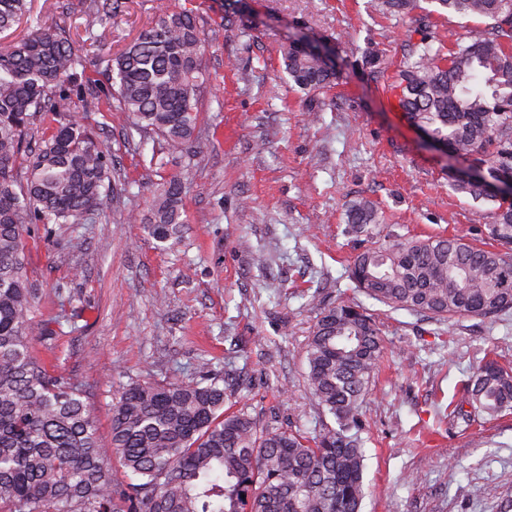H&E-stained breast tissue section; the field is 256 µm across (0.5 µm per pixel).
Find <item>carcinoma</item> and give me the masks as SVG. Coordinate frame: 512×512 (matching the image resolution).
<instances>
[{
    "label": "carcinoma",
    "instance_id": "1",
    "mask_svg": "<svg viewBox=\"0 0 512 512\" xmlns=\"http://www.w3.org/2000/svg\"><path fill=\"white\" fill-rule=\"evenodd\" d=\"M441 9L489 20L484 33L442 60L429 46L407 64L395 88L399 107L457 157L512 176V0H435ZM31 0H0V32L36 22L30 35L0 44V512H360L365 449L361 402L383 352L374 316L353 302L325 309L308 336V387L337 427L308 437L244 410L208 360L196 375L160 382L129 378L112 400V435L101 444L89 392L35 353L25 236L32 224H91L126 190L115 152L89 123L93 112H121L166 158L201 153L196 135L203 21L162 10L125 51L108 59L112 83L86 72L70 29L30 13ZM119 0H89L85 32L112 19ZM295 85L311 90L336 76L319 46L281 50ZM472 200L496 204L484 248L464 235L393 241L356 255L350 277L367 296L436 319L492 318L512 310V201L479 179L453 177ZM184 186L160 183L147 225L173 245L184 223ZM358 234L378 223L372 202L348 209ZM467 403L494 416L512 408V372L480 364ZM118 457L126 480L110 478Z\"/></svg>",
    "mask_w": 512,
    "mask_h": 512
}]
</instances>
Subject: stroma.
Listing matches in <instances>:
<instances>
[{"label":"stroma","mask_w":512,"mask_h":512,"mask_svg":"<svg viewBox=\"0 0 512 512\" xmlns=\"http://www.w3.org/2000/svg\"><path fill=\"white\" fill-rule=\"evenodd\" d=\"M87 5L67 0L64 20L95 78L104 55L119 54L160 8L204 19L209 77L199 104L205 147L188 163L148 169L157 139L122 151L123 116H91L118 150L128 208L146 211L162 179L181 178L185 222L174 247L121 207L93 224L31 228L32 318L62 324L35 349L88 387L101 442L111 440L121 383L188 377L204 359L234 408L315 436L333 419L308 389L305 344L324 308L352 301L374 313L384 339L361 405L362 512H512V409L489 417L464 403L480 362L512 368V311L439 321L384 305L349 277L373 244L453 234L486 242L492 203L452 189L449 157L425 145L389 89L417 45L447 54L484 19L433 0H419L410 18L383 0H121L111 24L87 37ZM296 37L331 49L329 85L294 86L281 48ZM360 198L380 221L357 235L347 209Z\"/></svg>","instance_id":"1"}]
</instances>
